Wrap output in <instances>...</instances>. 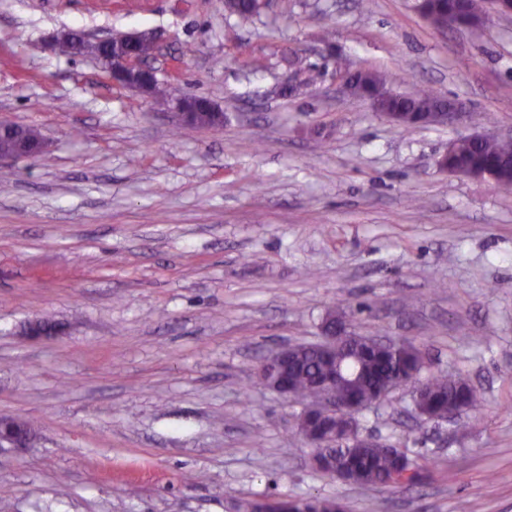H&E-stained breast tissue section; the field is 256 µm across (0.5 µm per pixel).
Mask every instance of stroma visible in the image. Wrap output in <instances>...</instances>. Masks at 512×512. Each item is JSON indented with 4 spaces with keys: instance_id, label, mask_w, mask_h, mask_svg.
<instances>
[{
    "instance_id": "stroma-1",
    "label": "stroma",
    "mask_w": 512,
    "mask_h": 512,
    "mask_svg": "<svg viewBox=\"0 0 512 512\" xmlns=\"http://www.w3.org/2000/svg\"><path fill=\"white\" fill-rule=\"evenodd\" d=\"M485 9L481 28L438 31L416 0H270L247 20L224 0H0V118L45 142L0 166V415L35 429L0 447V512L309 493L348 512H512V194L438 166L460 136L512 132V13ZM65 27L156 32L158 78L223 127L176 128L93 58L46 50ZM295 53L321 79L277 96ZM343 64L470 116L397 124L342 90ZM332 309L485 399L469 428L421 422L406 388L358 415L427 465L414 489L316 471L301 405L257 381L264 356L320 341ZM42 316L60 332L28 336Z\"/></svg>"
}]
</instances>
